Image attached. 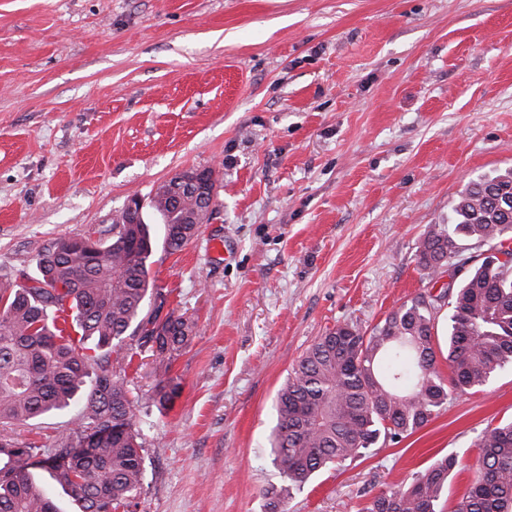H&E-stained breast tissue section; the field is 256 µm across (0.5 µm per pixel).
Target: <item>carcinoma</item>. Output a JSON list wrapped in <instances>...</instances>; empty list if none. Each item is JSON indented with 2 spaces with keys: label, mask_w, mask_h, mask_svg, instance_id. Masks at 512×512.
Returning <instances> with one entry per match:
<instances>
[{
  "label": "carcinoma",
  "mask_w": 512,
  "mask_h": 512,
  "mask_svg": "<svg viewBox=\"0 0 512 512\" xmlns=\"http://www.w3.org/2000/svg\"><path fill=\"white\" fill-rule=\"evenodd\" d=\"M151 215L120 219L103 242L60 237L40 255L39 275L19 286L0 281V512H57L29 471L48 469L79 512H133L144 482L143 421L136 407L165 408L180 392L174 356L195 334L193 320L144 313L149 293L150 220L163 244L181 251L208 217L186 186L160 184ZM512 169L471 182L448 224L417 246L429 283L455 266L438 294L420 293L371 330L338 325L319 337L279 388L273 465L301 488L326 469L362 459L424 427L449 392L478 391L512 366ZM450 308L448 334L439 313ZM138 348L151 352L154 384L133 394L128 369ZM448 363L443 377L438 359ZM76 409L72 428L46 445L17 447L7 427ZM479 469L450 512H512V421L480 437ZM453 456H442L404 485L373 495L362 512H443Z\"/></svg>",
  "instance_id": "carcinoma-1"
}]
</instances>
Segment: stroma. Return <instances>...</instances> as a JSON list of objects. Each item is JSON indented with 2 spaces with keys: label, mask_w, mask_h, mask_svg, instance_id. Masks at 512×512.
<instances>
[{
  "label": "stroma",
  "mask_w": 512,
  "mask_h": 512,
  "mask_svg": "<svg viewBox=\"0 0 512 512\" xmlns=\"http://www.w3.org/2000/svg\"><path fill=\"white\" fill-rule=\"evenodd\" d=\"M512 168V0H0V280L130 196L214 172L208 219L155 245L146 311L196 323L181 390L144 431L136 512H270L267 438L293 364L426 291L416 246L460 193ZM512 418V367L424 428L291 490L360 512Z\"/></svg>",
  "instance_id": "1"
}]
</instances>
